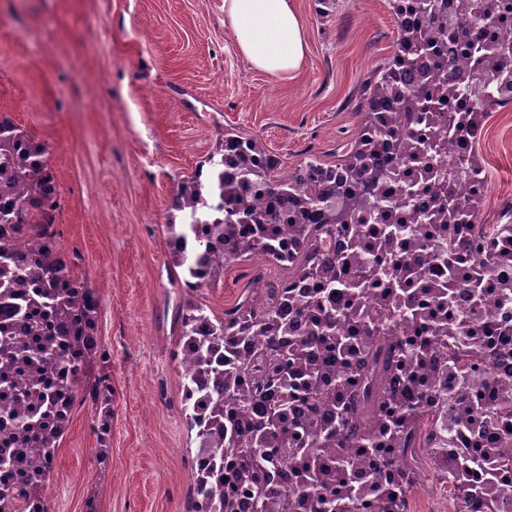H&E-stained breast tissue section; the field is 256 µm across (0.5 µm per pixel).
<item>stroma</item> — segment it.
<instances>
[{"label": "stroma", "instance_id": "stroma-1", "mask_svg": "<svg viewBox=\"0 0 512 512\" xmlns=\"http://www.w3.org/2000/svg\"><path fill=\"white\" fill-rule=\"evenodd\" d=\"M306 33L297 72L271 76L240 54L224 0H0V111L47 148L57 239L98 298L112 383L109 454L95 407L76 399L46 487L49 512H186L198 443L181 410L175 315L187 301L223 316L258 263L186 288L166 226L174 192L228 128L257 138L281 172L335 164L357 135L355 105L394 50L391 0H295ZM478 148L493 223L512 194V106Z\"/></svg>", "mask_w": 512, "mask_h": 512}]
</instances>
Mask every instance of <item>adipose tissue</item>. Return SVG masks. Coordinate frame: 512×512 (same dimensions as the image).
Wrapping results in <instances>:
<instances>
[{
	"mask_svg": "<svg viewBox=\"0 0 512 512\" xmlns=\"http://www.w3.org/2000/svg\"><path fill=\"white\" fill-rule=\"evenodd\" d=\"M224 22L256 69L279 76L300 68L306 43L294 0H224Z\"/></svg>",
	"mask_w": 512,
	"mask_h": 512,
	"instance_id": "ef3b65f1",
	"label": "adipose tissue"
}]
</instances>
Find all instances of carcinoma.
Returning a JSON list of instances; mask_svg holds the SVG:
<instances>
[{"mask_svg": "<svg viewBox=\"0 0 512 512\" xmlns=\"http://www.w3.org/2000/svg\"><path fill=\"white\" fill-rule=\"evenodd\" d=\"M409 2L424 28L413 33L398 29L393 55L374 72L356 108L359 134L344 146L336 164L310 158L282 175L279 160L258 140L227 129L208 158V171L199 168L178 186L172 207L181 222L167 224V230L173 266L183 270L185 287L216 283L224 269L255 257L291 276L317 278L322 269L336 268L330 253L336 229L347 226L351 214L366 205L358 187L384 176L363 131L373 125L380 103L399 102L410 123L422 99L414 89L389 85L387 72L395 65H417L422 54L448 36L445 0ZM46 154L45 146L0 113V374L6 377L11 370L15 332L40 337L25 359L31 378L15 393L10 414L23 433L21 447L11 454L0 451L1 464L19 458L39 480L19 491H0V512H21L23 501L45 497L57 441L69 420L67 414L53 416L58 403L49 375L58 368L56 337H85L84 354L73 364L77 383L71 401L92 387L102 432L112 413L107 377L91 375L99 353L98 303L87 281L73 276L56 239L57 178ZM338 181L352 185L339 203ZM314 211L320 212L316 224L309 219ZM282 232L294 238L296 253H281ZM380 282L393 290L403 287L396 267L376 264L369 284L354 280L331 289L340 287L349 300L361 303ZM285 305L308 323L309 335L283 349L279 338L288 335V319L280 309ZM178 318L181 403L187 428L199 439L187 512H239L229 486L243 490L253 512H360L368 493L375 495L377 512H405L418 470L403 445L429 426L425 411L399 405L384 423L387 443L394 448L381 466L395 472L392 483L380 479L367 489L354 482L353 474L381 451L369 437L388 398L386 373L397 366L422 368L431 358L430 338L395 344L364 328L360 396L351 403L340 395L345 378L335 363L349 362L353 349L337 324L360 319L356 308H327L315 297L294 299L288 289L263 288L255 278L223 317L189 303ZM244 341L252 342L253 349L239 357L235 348ZM301 394L328 405L330 420L321 421L314 411L290 418V406ZM484 461L478 450L455 461L451 479L461 498L470 496L466 477Z\"/></svg>", "mask_w": 512, "mask_h": 512, "instance_id": "cac0c4a2", "label": "carcinoma"}]
</instances>
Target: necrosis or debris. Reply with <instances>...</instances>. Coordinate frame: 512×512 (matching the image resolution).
<instances>
[{"label":"necrosis or debris","mask_w":512,"mask_h":512,"mask_svg":"<svg viewBox=\"0 0 512 512\" xmlns=\"http://www.w3.org/2000/svg\"><path fill=\"white\" fill-rule=\"evenodd\" d=\"M484 11L486 18L477 25L473 9L461 8L460 0H448L449 28L471 30L472 45L447 39L414 70L396 68L392 77L395 86L425 91L427 107L418 116L421 132L430 143L423 146L410 141L397 102L388 103L380 118L383 127L392 129L394 135L384 139L377 152L385 176L367 188L370 206L351 218L352 224L367 235L382 224L413 225L408 237L373 242L374 260L383 266L397 265L400 277L433 290L449 283L448 263L437 258V250L467 241L479 232L482 224L478 207L490 190L487 169L464 174L459 172L458 164L471 157L486 135V102L512 105V66L490 83L481 80L486 68L484 46H512V0H488ZM449 57L461 60L452 81L434 89L428 87L427 70ZM452 115L461 122L460 131L451 137L440 136V129ZM448 193L460 208L457 230L451 235L437 231L434 221L441 197ZM494 252L496 258L483 297L474 298L468 288H454V318L447 323L453 335L468 329L483 337L482 357L434 363L425 369L421 386L400 370L388 377V386L398 402L415 404L423 399L437 410L429 427L430 443L415 445L418 452L430 454V472L436 485L450 487L455 458L470 448L487 451L498 465L502 494L464 503L452 495L448 512H512V414L489 424L475 420L459 430L448 428V406L461 387L481 394L490 404L512 401V305L501 302L502 294H512V236L497 241Z\"/></svg>","instance_id":"obj_1"}]
</instances>
